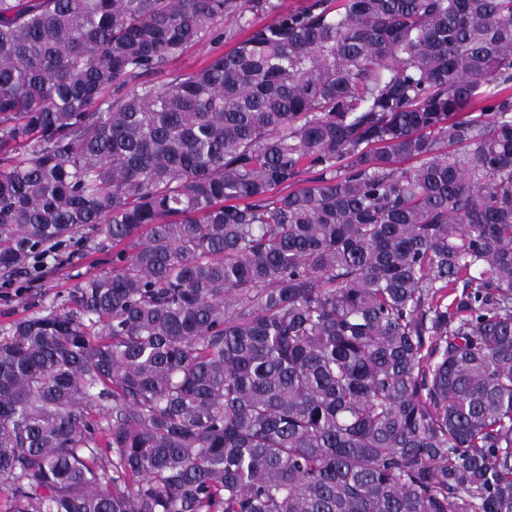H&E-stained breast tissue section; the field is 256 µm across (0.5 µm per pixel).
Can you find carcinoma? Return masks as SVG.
<instances>
[{"instance_id": "obj_1", "label": "carcinoma", "mask_w": 512, "mask_h": 512, "mask_svg": "<svg viewBox=\"0 0 512 512\" xmlns=\"http://www.w3.org/2000/svg\"><path fill=\"white\" fill-rule=\"evenodd\" d=\"M72 244L11 512H512V0H0V277ZM237 27L230 22H224V43H211L209 41L200 43L188 49L184 55L170 65L171 68L181 70H192L200 66L209 56L229 50L236 40L235 37L229 39L235 34Z\"/></svg>"}]
</instances>
